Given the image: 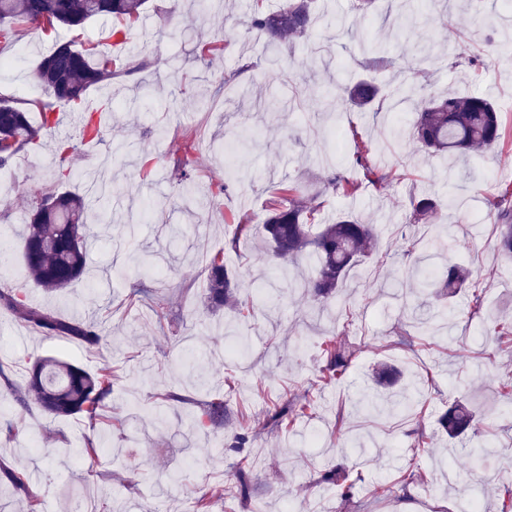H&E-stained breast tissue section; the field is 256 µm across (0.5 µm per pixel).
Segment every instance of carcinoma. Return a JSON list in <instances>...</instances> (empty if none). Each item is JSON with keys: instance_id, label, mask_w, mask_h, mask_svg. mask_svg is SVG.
Instances as JSON below:
<instances>
[{"instance_id": "carcinoma-1", "label": "carcinoma", "mask_w": 512, "mask_h": 512, "mask_svg": "<svg viewBox=\"0 0 512 512\" xmlns=\"http://www.w3.org/2000/svg\"><path fill=\"white\" fill-rule=\"evenodd\" d=\"M147 0H0V44L18 42L20 28L26 23L37 24L54 37L51 52L41 58L33 76L43 87L48 102L41 107L42 122L36 127L30 121L26 102L15 97H0V168L10 164L24 150L37 144L41 130L52 124L55 109L77 104L94 86L104 84L118 74L116 59L98 45L77 43L59 38V30L84 27L89 21L115 17L136 21L145 10ZM313 24L309 0H282L270 11L262 0H255L248 28L266 33L272 40L293 44L309 36ZM419 71L411 80L397 86L391 99L410 103L419 91ZM380 98V90L370 82H357L341 90L342 103L359 110L369 109ZM413 139L428 153L451 155L486 152L498 144L503 135L501 118L485 96L459 97L434 94L426 105L415 112ZM82 140L98 142L104 139L101 117L89 113L81 117ZM76 147L62 143L57 148L59 177L74 176L71 155ZM356 162L365 176L375 185L384 177L377 173L371 149L355 142ZM326 189L343 196L357 192L358 185L341 174L327 180ZM409 205L414 214L431 218L442 206L440 199L413 195ZM83 197L58 186L41 194L31 209L25 235L21 239V257L25 268L38 287L61 291L80 280L86 270V233ZM321 202L308 195L300 186H284L269 200V215L263 224L271 256L278 260L275 272L290 274L289 264L300 256L316 260L313 275H292V281L304 288L315 301L329 299L343 287L349 271L363 258L376 252L378 236L371 224L353 216H340L333 224L318 222ZM490 216L498 234L495 247L503 255H512V185L506 184L490 202ZM472 283L471 272L457 264L448 265L438 279L439 288L448 293ZM241 281L224 268L223 252L210 259L207 267L205 305L211 310L240 307ZM0 307L10 311L20 321L53 336L79 340L88 346L103 341L96 324L63 320L56 315L28 306L16 293L0 291ZM322 379L330 382L347 369L353 354L352 346L343 340L330 339L322 347ZM112 393V368L106 366L91 373L75 364L56 359H37L27 369L26 383L15 391L16 403L23 409L35 404L54 417L81 414L89 421L100 418L106 399ZM202 416L215 428L224 425L230 410L224 397H212L200 405ZM448 436L457 437L476 431L477 422L471 409L462 403L448 408L439 420ZM103 452L100 444L88 437L75 449L80 459L94 462ZM321 481L337 483L348 497L360 481L345 471L326 472Z\"/></svg>"}]
</instances>
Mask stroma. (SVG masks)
<instances>
[{"label":"stroma","mask_w":512,"mask_h":512,"mask_svg":"<svg viewBox=\"0 0 512 512\" xmlns=\"http://www.w3.org/2000/svg\"><path fill=\"white\" fill-rule=\"evenodd\" d=\"M502 0H376L370 16L348 30L339 21L351 0H314L317 19L306 50L243 32L223 53L205 61L203 43L243 22L253 0H212L207 14H194L192 0H149L144 23L128 27L126 44L112 53L129 60L147 47L145 70L90 89L81 105L92 111L111 103L108 131L99 143L81 144L80 123L67 110L42 130L38 146L0 169V232L19 244L29 209L39 192L58 184L56 147L77 143V177L67 188L86 196L87 271L66 290L49 294L29 279L19 255L0 264V290L65 320L92 321L107 336L102 348L30 329L0 310V361L9 378L23 383L26 362L55 357L88 371L109 365L117 377L103 418H55L38 410L20 413L0 392V421L23 419L12 436L0 431V512H22L4 474L26 473L40 512H71L83 500L86 512H194L196 498L213 496V512H455L457 493L477 485L485 512H501L502 482L512 476V340L496 339L492 321L512 324V263L494 248L496 228L487 200L512 184V63L499 56L512 40V20ZM22 53L0 70V95L31 101L43 94L32 72L53 39L26 26ZM385 48L375 62L373 44ZM485 49L483 64L456 65L461 44ZM422 62L429 89L459 96L489 97L504 129L501 144L480 157L458 160L427 156L411 140V105L361 112L327 109L328 93L358 80L391 93L404 71ZM374 151L385 178L376 188L357 165L349 128ZM250 133L249 178L226 183L222 135ZM190 156L196 193L205 209L186 207L177 196L176 161ZM342 173L356 182L353 196H326L324 220L352 215L380 231L378 251L347 278L345 291L327 305L291 291L277 277L262 249L265 201L271 187L300 183L311 191ZM225 192H218L219 184ZM438 195L443 206L432 222H414L411 194ZM108 211L111 222L99 220ZM244 216L251 236L227 241L233 219ZM149 254L152 273L140 277L131 251ZM223 252L224 266L242 274L267 297L259 310H207L203 275L210 257ZM423 258L442 273L445 262L473 273L475 289L445 298L416 289L407 279V257ZM143 283L163 297L159 310L131 296ZM481 303H473V294ZM247 336V352L225 356L224 326ZM346 333L354 354L342 378L318 385L320 346ZM385 364L401 376L379 387L375 372ZM174 390L188 404L158 407L157 395ZM387 398L412 392V409L365 411L367 392ZM223 394L231 411L252 418L248 448L230 450L235 419L222 428L199 417L198 403ZM315 408L293 424L275 427L269 416L279 398ZM456 402L478 415L479 433L451 440L438 419ZM104 435L106 450L93 465L78 463L75 448ZM424 436L423 459L433 478L411 486L401 498L399 475L413 468V444ZM248 458L251 489L241 496L237 470ZM345 468L363 477L351 498L320 476ZM387 493H379V486Z\"/></svg>","instance_id":"35a3bbf8"}]
</instances>
